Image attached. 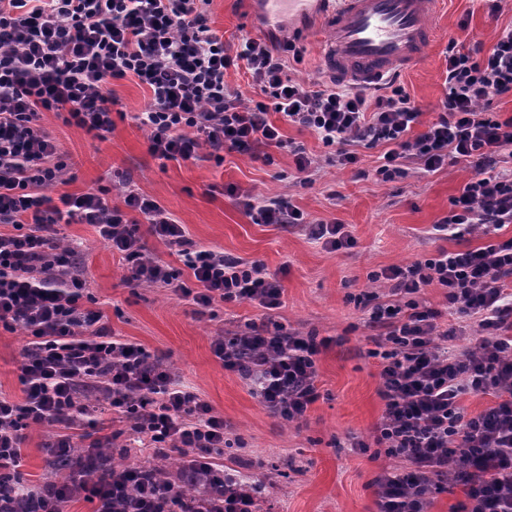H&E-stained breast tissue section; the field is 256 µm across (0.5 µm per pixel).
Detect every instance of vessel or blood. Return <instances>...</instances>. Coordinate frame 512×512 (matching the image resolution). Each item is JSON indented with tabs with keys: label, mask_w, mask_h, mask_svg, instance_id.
<instances>
[{
	"label": "vessel or blood",
	"mask_w": 512,
	"mask_h": 512,
	"mask_svg": "<svg viewBox=\"0 0 512 512\" xmlns=\"http://www.w3.org/2000/svg\"><path fill=\"white\" fill-rule=\"evenodd\" d=\"M444 0H261L265 27L286 30L312 14L331 34L322 57L327 76L342 83L371 85L394 68L422 62L434 40L429 20Z\"/></svg>",
	"instance_id": "b4317fda"
}]
</instances>
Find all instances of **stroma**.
<instances>
[{
	"mask_svg": "<svg viewBox=\"0 0 512 512\" xmlns=\"http://www.w3.org/2000/svg\"><path fill=\"white\" fill-rule=\"evenodd\" d=\"M208 12L212 29L225 43L268 35L250 0H211ZM431 25L437 38L425 61L391 75L426 107L415 126L419 132L436 119L446 94L449 39L491 49L502 30L512 26V0H502L495 13L486 0H446ZM295 34L301 55L290 63L292 76L307 84L324 80L325 32L308 18ZM112 91L118 113L106 138L65 125L55 113L44 114L42 125L68 164L60 192L80 194L100 184L129 183L170 210L195 242L262 262L278 274L284 295L282 306L274 310L218 303L197 315L167 289L126 283L120 255L105 246L92 226L71 224L62 232L81 246L94 309L104 314L116 334L163 357L174 374L223 416L231 442L224 464L238 470L243 481L263 483L262 512H377L373 482L398 461L374 443L385 408L381 364L368 354L372 344L367 312L357 299L378 292V284L368 279L371 272L430 257L441 248L480 245L477 236L456 241L432 232L433 224L447 216L468 169L448 164L426 173L413 165L403 179L385 183L375 174L383 152L379 146L360 149L357 167H323L306 185L299 182L293 157L284 149L274 151L269 164L248 151L225 153L220 163L206 157L165 162L149 153L147 132L135 118L148 105L145 89L121 80L113 83ZM231 185L259 196L288 198L309 218L343 224L355 245L331 252L301 229L253 223L227 194ZM420 298L439 311L442 328L463 326V335L451 343L453 349L475 343L476 324L461 325L443 289H424ZM261 320L328 341L317 357L319 398L301 422L272 415L252 395L247 381L225 370L212 353L216 337ZM27 341L23 330L0 326L1 396L22 397L19 367ZM55 433V427L46 424L27 430L19 468L24 483L39 486L54 479L44 446ZM107 434L113 438L114 460L157 465L167 477H176L180 455L160 454L136 442L128 422L111 411L99 413L96 426L78 427L73 442L85 447ZM357 440L366 442V451L354 448Z\"/></svg>",
	"mask_w": 512,
	"mask_h": 512,
	"instance_id": "stroma-1",
	"label": "stroma"
}]
</instances>
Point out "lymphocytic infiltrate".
<instances>
[{
  "label": "lymphocytic infiltrate",
  "instance_id": "1",
  "mask_svg": "<svg viewBox=\"0 0 512 512\" xmlns=\"http://www.w3.org/2000/svg\"><path fill=\"white\" fill-rule=\"evenodd\" d=\"M210 0H0V325L26 332L20 365L23 397L0 396V508L37 499L36 512H64L78 476L97 446L80 454L72 475L30 487L16 470L24 431L62 426L49 448L69 453L70 430L97 395L125 416L140 440L164 444L184 458L177 481L149 480L139 469L115 467L81 486L94 512H258L257 485L243 484L219 461L228 442L224 418L142 345L115 335L101 312L82 306L88 286L63 224L93 225L125 264L126 279L171 290L199 309L244 302L273 310L283 287L263 265L199 246L185 225L153 199L126 189L113 205L111 189L56 194L67 164L40 120L65 122L95 137L113 128L108 85L133 79L149 93L138 120L149 150L162 160H196L202 147L283 148L270 114L314 133L329 153L324 163L357 164V147L384 146L377 176L405 177L408 163L434 172L467 162L472 174L451 201L436 235L454 240L481 234L482 246L439 250L430 258L371 272L391 298L374 302L368 325L380 348L383 419L375 443L404 460L375 481L379 512H427L435 492L454 480L466 488L461 512H512V117L500 119L499 98L512 96V28L491 50L448 41V92L440 113L421 133L422 114L404 87L387 83L370 96L356 85L301 84L288 72L289 41L245 38L227 46L209 25ZM244 64L252 96L229 86V67ZM257 224L303 225L324 249L353 247L343 225L308 219L290 200L244 194ZM153 235L178 256L182 270L146 257L140 234ZM435 286L450 307L476 319L473 346L448 351L454 330L420 294ZM315 337L250 325L216 338L212 351L226 370L248 380L273 415L301 420L316 402ZM467 393L493 396L471 415Z\"/></svg>",
  "mask_w": 512,
  "mask_h": 512
}]
</instances>
